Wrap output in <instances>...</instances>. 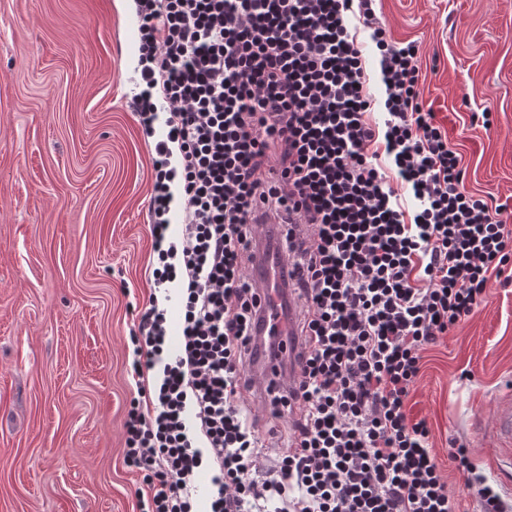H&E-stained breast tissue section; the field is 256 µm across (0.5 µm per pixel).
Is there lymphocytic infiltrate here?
<instances>
[{"label": "lymphocytic infiltrate", "instance_id": "lymphocytic-infiltrate-1", "mask_svg": "<svg viewBox=\"0 0 512 512\" xmlns=\"http://www.w3.org/2000/svg\"><path fill=\"white\" fill-rule=\"evenodd\" d=\"M375 2L138 0L146 89L130 106L148 128L153 92L168 111L124 422V461L146 487L139 512H194L203 472L209 512H458L407 401L423 351L484 302L492 278L512 285V214L467 190L462 157L423 101L420 47L392 41ZM354 19L379 52L381 124ZM175 179L177 240L166 219ZM261 207L287 225L303 309L298 416L272 479L257 476L255 420L243 412ZM172 288L184 301L174 352L158 299ZM451 457L480 512H512L465 444Z\"/></svg>", "mask_w": 512, "mask_h": 512}]
</instances>
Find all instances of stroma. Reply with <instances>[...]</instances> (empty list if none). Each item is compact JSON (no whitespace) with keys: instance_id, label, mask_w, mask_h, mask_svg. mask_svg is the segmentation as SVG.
Returning a JSON list of instances; mask_svg holds the SVG:
<instances>
[{"instance_id":"stroma-1","label":"stroma","mask_w":512,"mask_h":512,"mask_svg":"<svg viewBox=\"0 0 512 512\" xmlns=\"http://www.w3.org/2000/svg\"><path fill=\"white\" fill-rule=\"evenodd\" d=\"M422 51L421 91L461 154L468 190L512 207V0H377ZM135 0H0V512H139L124 462L136 390L130 333L148 300L154 144L128 106L142 90ZM492 114L484 128L481 112ZM512 380V288L423 353L411 417L460 512L476 498L462 440L512 503L485 434ZM264 458L292 422L254 404Z\"/></svg>"}]
</instances>
